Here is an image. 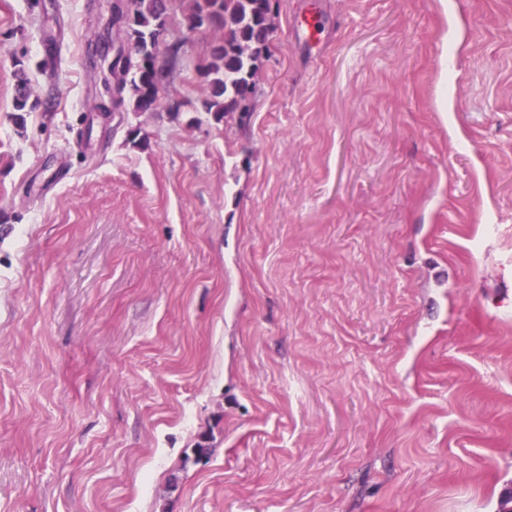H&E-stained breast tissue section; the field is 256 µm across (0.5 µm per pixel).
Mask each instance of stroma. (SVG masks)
Instances as JSON below:
<instances>
[{
    "mask_svg": "<svg viewBox=\"0 0 512 512\" xmlns=\"http://www.w3.org/2000/svg\"><path fill=\"white\" fill-rule=\"evenodd\" d=\"M116 2L0 0V512H498L512 0H274L243 126L189 0L112 106ZM18 82L16 88V95L14 99V112L16 113L15 123L17 126H24L25 118L23 113L29 112L28 103L30 100V94L27 90V80L24 77L22 70L17 72Z\"/></svg>",
    "mask_w": 512,
    "mask_h": 512,
    "instance_id": "1",
    "label": "stroma"
}]
</instances>
